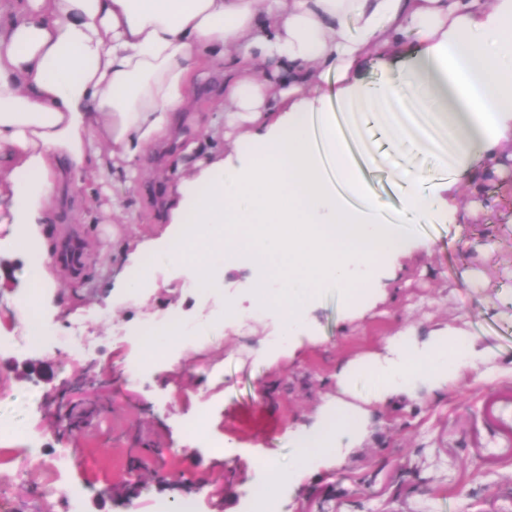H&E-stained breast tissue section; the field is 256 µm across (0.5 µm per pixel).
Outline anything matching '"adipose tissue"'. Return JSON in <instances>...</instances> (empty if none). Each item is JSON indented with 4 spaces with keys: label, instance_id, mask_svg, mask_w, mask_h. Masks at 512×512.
Segmentation results:
<instances>
[{
    "label": "adipose tissue",
    "instance_id": "ef3b65f1",
    "mask_svg": "<svg viewBox=\"0 0 512 512\" xmlns=\"http://www.w3.org/2000/svg\"><path fill=\"white\" fill-rule=\"evenodd\" d=\"M370 53L383 64L403 58L401 80L362 84ZM209 59L228 66L224 119L206 132V160L169 193L160 241L144 243L139 257L157 268L181 263L205 281L217 257L246 256L262 272L251 312L279 310L284 344L321 289L352 300L370 293L371 280L352 281L351 269L409 256L404 225L458 209L455 197L410 190L395 223L374 224L370 197L344 203L335 183L356 185L326 97L377 113L409 94L435 107L451 165L473 185L512 147V0H0V212L27 257L18 311L27 336L39 334L55 286L44 227L69 164L94 182L122 184L188 107L190 80ZM480 353L475 338L440 329L347 364L336 383L346 392L369 375L376 403L442 392L476 370ZM365 416L340 400L290 431L292 462L257 464L265 503L280 507L287 485L348 455Z\"/></svg>",
    "mask_w": 512,
    "mask_h": 512
}]
</instances>
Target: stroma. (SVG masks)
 I'll use <instances>...</instances> for the list:
<instances>
[{
    "label": "stroma",
    "mask_w": 512,
    "mask_h": 512,
    "mask_svg": "<svg viewBox=\"0 0 512 512\" xmlns=\"http://www.w3.org/2000/svg\"><path fill=\"white\" fill-rule=\"evenodd\" d=\"M224 63L201 69L190 87L192 108L182 113L180 140H199L218 116ZM342 139L357 137L360 160L350 167L360 190L378 203L376 223L403 205L411 183L431 195L445 184L461 192L455 217L411 224L412 258L396 276L375 271L382 298L349 305L326 288L289 354L271 358L267 341L279 314L250 316V284L258 269H216L213 284L189 288L179 266L155 272L140 297L121 286L138 243L157 237L155 202L200 153L163 141L149 147L125 192L123 223H104L101 206L112 190L72 171L49 225V267L57 287L49 338L31 344L17 321L26 291L23 257L7 253L10 276L0 281V418L23 431L0 436V497L9 512H132L117 496L136 486L147 512L195 501L199 512H244L257 478L251 461L292 454L288 430L307 424L338 394L343 364L385 354L407 334L424 341L451 327L474 336L485 352L477 375H464L443 393L395 398L370 408L367 432L355 450L319 467L296 484L282 512H512V157L487 187L464 189L440 157L441 142L420 150L394 146L369 114L340 112ZM179 140V141H180ZM239 306L224 320L225 300ZM177 314L184 326L209 325L182 353L165 354L138 377L128 372L135 346L131 326ZM96 346L82 360L59 342L72 323ZM35 370H27L25 362ZM203 420V439L183 428ZM65 453L73 465L56 476L52 462ZM64 479L68 499L43 494Z\"/></svg>",
    "instance_id": "stroma-1"
}]
</instances>
